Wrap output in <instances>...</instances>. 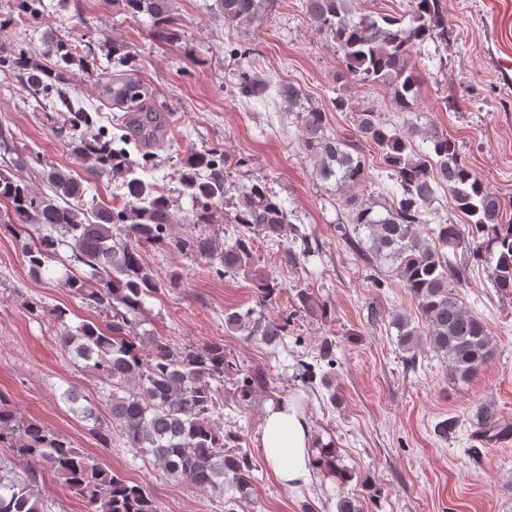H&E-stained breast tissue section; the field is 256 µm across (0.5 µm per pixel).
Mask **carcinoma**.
Listing matches in <instances>:
<instances>
[{"label": "carcinoma", "instance_id": "carcinoma-1", "mask_svg": "<svg viewBox=\"0 0 512 512\" xmlns=\"http://www.w3.org/2000/svg\"><path fill=\"white\" fill-rule=\"evenodd\" d=\"M131 14L145 13L151 20L150 33L172 36L175 17L171 0H119ZM227 26L261 20L273 0H216ZM352 0H304L302 7L313 26L331 38L342 53L336 70V110L349 108L344 89L354 81L386 88L396 107L411 112L419 98L420 77L414 49L426 42L448 43L451 31L442 0H412L403 14L361 13L351 9ZM82 33L76 41L50 38L41 58L26 52L0 49V71L16 75L28 86L31 96L48 111L47 101L55 95L67 108L61 117L47 115L51 130L70 154L85 165L88 175L109 172L121 191V208L85 205L83 180L53 167L42 173L49 192L36 191L23 178L13 179L0 171V203L7 205L9 224H32L42 233L34 243L24 244L30 269L38 272L65 247L71 258L90 269V277L68 276L64 287L79 294L105 315V324L84 321L72 328L66 311L53 310L61 327L63 344L85 361V368L112 387L110 424L122 431L130 448L176 481L200 488L238 493L229 498L225 512L251 494L257 465L250 451L240 445L241 437L217 425L214 415L224 410V381L236 377L232 392L245 402L264 386L262 369H241L238 361L224 352L221 343L174 347L161 336L139 332L145 298L164 286L175 288L176 280L164 285L143 263L138 245L150 244L207 260L224 275L249 271L255 264L254 239L270 242L294 231L288 211L276 194L262 182L239 191L233 203L237 237L220 244L203 231L184 236L170 233L175 215L172 201L154 181L147 178L153 168L148 149L164 140L168 127L166 107L156 104L148 87L128 72L134 53L122 40L109 45L106 57L112 72H103L108 100L126 113L127 125L118 133L92 131L94 117L69 96L73 68L85 70L92 54L91 41ZM245 98L265 99L271 81L242 71L235 84ZM277 96L288 111L296 114L299 146L313 163L319 177L334 181L341 189L353 188L365 178L364 156L359 147L368 144L379 154L399 192L386 198L352 199V229L337 227L341 236L366 231V258L386 264L410 292L420 317L412 324L403 313L391 316L398 344L413 362L423 343L448 360L453 371L466 381L478 374L493 352V345L480 318L466 311L451 292L466 268L452 262L446 249L459 247L455 224H440L434 237L421 236L419 226L428 223L430 206L437 190L448 193L455 209L471 224L473 247L469 257L485 266L488 278L501 293H512V222L504 219V203L489 192L461 160L455 139L409 124L390 127L381 113L363 107L356 113V140L329 131L323 110L308 104L302 89L292 83L276 86ZM431 143L428 152L414 147L415 137ZM180 193L192 204V223L197 227L214 223L229 191L224 154L215 148L193 149L178 159ZM278 285L271 280L256 282L259 304L273 299ZM297 298L310 317L323 315L324 307L306 290ZM224 325L231 331L258 336L266 345H276L285 336L288 321L267 319L253 308L244 312L227 310ZM70 411L92 430L107 439L102 419L91 405L80 406L81 395L73 389L64 393ZM480 435L487 441L509 434L497 411L481 407ZM33 467L21 475H0V512H44L33 489L36 473L48 469L63 479L69 490L86 503L88 512H161L158 503L143 487L78 452L71 442L55 435L36 420L21 418L0 403V443ZM318 455L311 465L334 476L349 479L334 440L316 442Z\"/></svg>", "mask_w": 512, "mask_h": 512}]
</instances>
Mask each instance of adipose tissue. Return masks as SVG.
<instances>
[{
    "label": "adipose tissue",
    "mask_w": 512,
    "mask_h": 512,
    "mask_svg": "<svg viewBox=\"0 0 512 512\" xmlns=\"http://www.w3.org/2000/svg\"><path fill=\"white\" fill-rule=\"evenodd\" d=\"M311 445L310 425L293 402L268 410L259 448L279 482L288 487L308 482Z\"/></svg>",
    "instance_id": "obj_1"
}]
</instances>
